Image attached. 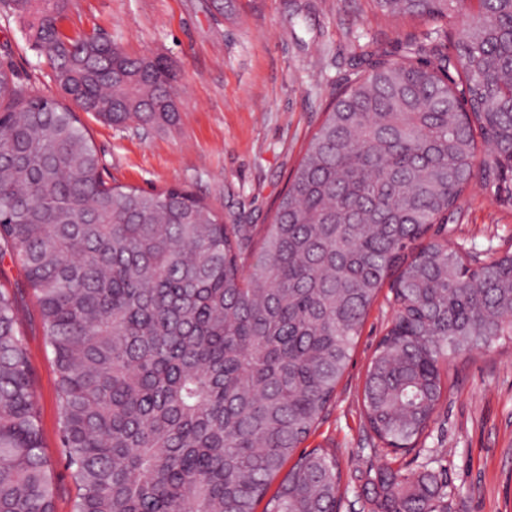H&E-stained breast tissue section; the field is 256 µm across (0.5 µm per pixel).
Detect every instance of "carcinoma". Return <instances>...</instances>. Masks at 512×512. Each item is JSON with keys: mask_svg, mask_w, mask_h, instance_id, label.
I'll use <instances>...</instances> for the list:
<instances>
[{"mask_svg": "<svg viewBox=\"0 0 512 512\" xmlns=\"http://www.w3.org/2000/svg\"><path fill=\"white\" fill-rule=\"evenodd\" d=\"M386 18L455 22L465 0H369ZM68 0H0L27 21L64 98L120 126L172 125L176 71L97 32ZM438 64L376 59L331 103L258 250L249 224L192 194L108 184L78 116L0 64V256L25 269L57 373L73 512H336L340 474L297 453L387 280L395 314L364 416L416 448L459 354L512 342V250L470 265L446 224L479 179L512 207V0H478ZM15 298L0 289V512H54ZM298 455L267 496L285 462ZM447 455L370 482L378 512H448Z\"/></svg>", "mask_w": 512, "mask_h": 512, "instance_id": "carcinoma-1", "label": "carcinoma"}]
</instances>
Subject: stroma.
<instances>
[{"instance_id":"stroma-1","label":"stroma","mask_w":512,"mask_h":512,"mask_svg":"<svg viewBox=\"0 0 512 512\" xmlns=\"http://www.w3.org/2000/svg\"><path fill=\"white\" fill-rule=\"evenodd\" d=\"M70 35L98 31L130 55L161 58L178 73L175 125L114 126L81 114L104 176L131 187L183 189L240 224L269 223L290 171L324 119L328 103L368 69L370 53L389 59L421 47H453L457 30L437 20L394 21L368 0H69L60 23ZM0 63L34 95L59 90L25 25L0 13ZM448 241L471 264L512 246V208L473 182L448 218ZM0 288L15 296L16 327L28 353L42 442L54 466L55 512H72L75 484L60 442L53 355L24 268L0 258ZM394 315L381 290L329 407L302 445L335 455L337 512H376L364 494L383 465L419 471L444 453L452 512H512V345L455 357L448 389L420 453L388 454L362 413L368 365Z\"/></svg>"}]
</instances>
